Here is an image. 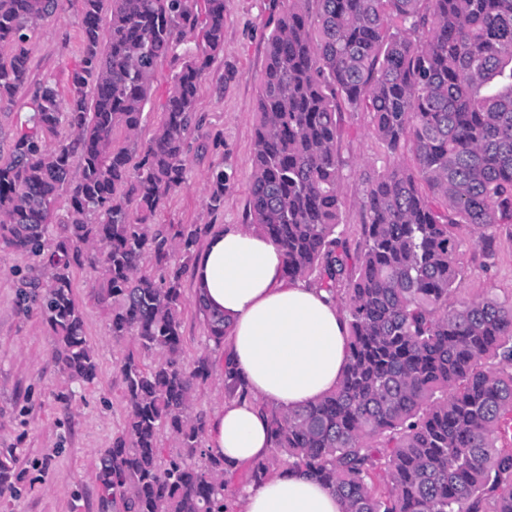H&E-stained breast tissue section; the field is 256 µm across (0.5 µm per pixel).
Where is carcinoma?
I'll use <instances>...</instances> for the list:
<instances>
[{
	"label": "carcinoma",
	"instance_id": "cac0c4a2",
	"mask_svg": "<svg viewBox=\"0 0 512 512\" xmlns=\"http://www.w3.org/2000/svg\"><path fill=\"white\" fill-rule=\"evenodd\" d=\"M69 2L0 0V112L29 84L36 21ZM287 3L266 43L248 216L281 247L287 277L342 297L348 360L333 392L265 409L273 455L248 481L286 463L331 487L344 512H512V448L496 445L512 430V298L448 303L463 235L490 257L492 230L512 224V0ZM199 26L206 48L184 54L136 162V143L115 147V130L138 134L158 62ZM79 29L69 100L37 84L26 127L0 158V247L47 268L20 300L54 336L62 371L84 384L98 362L71 271L86 263L98 274L127 404L124 430L100 453L101 507L228 512L224 462L193 411L211 356L186 362L182 334L199 229L152 223L199 137L198 84L223 47L224 0H80ZM343 108L371 113L384 152L407 150L416 164L367 178L353 257L340 229ZM225 180L213 176L211 211L224 206ZM63 193L67 220L50 240ZM197 307L213 351L224 349V315ZM164 433L176 442L168 456ZM15 459L0 460V496L13 490Z\"/></svg>",
	"mask_w": 512,
	"mask_h": 512
}]
</instances>
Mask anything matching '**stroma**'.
Wrapping results in <instances>:
<instances>
[{
  "label": "stroma",
  "mask_w": 512,
  "mask_h": 512,
  "mask_svg": "<svg viewBox=\"0 0 512 512\" xmlns=\"http://www.w3.org/2000/svg\"><path fill=\"white\" fill-rule=\"evenodd\" d=\"M78 5L39 23L28 43L32 81H56L66 88L80 59ZM273 0H225L224 45L212 57L200 83L197 112L207 148L188 154L187 178L170 194L158 220L194 224L200 241L212 226L246 225L252 174V142L258 121L257 99L266 64V40L277 24ZM181 64L170 56L159 61L136 141L146 145L164 118L172 78ZM339 154L344 163L339 194L341 228L351 247L361 241L360 201L366 177L392 164L372 133L366 112L342 111ZM224 169V206L212 212L206 200L212 173ZM460 298L512 294V227L495 234L494 253L464 239L458 254ZM42 264L27 253L0 247V452L16 449L19 479L11 494L0 497V512H100L95 481L99 453L111 447L126 414L119 350L112 346L109 319L95 299L97 275L86 265L74 267L73 292L80 303L85 330L99 362L94 384L68 381L53 358L54 340L39 315L18 307L22 280L43 277ZM182 331L188 358L208 350V326L199 312L192 281L183 286ZM73 392L70 404L59 394Z\"/></svg>",
  "instance_id": "stroma-1"
}]
</instances>
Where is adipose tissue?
I'll return each mask as SVG.
<instances>
[{
	"label": "adipose tissue",
	"instance_id": "adipose-tissue-1",
	"mask_svg": "<svg viewBox=\"0 0 512 512\" xmlns=\"http://www.w3.org/2000/svg\"><path fill=\"white\" fill-rule=\"evenodd\" d=\"M193 281L196 296L231 323L224 353L246 388L208 420L207 445L232 471L271 455L265 407L289 410L335 390L346 320L325 290L285 275L271 238L239 225L210 234ZM239 504L242 512H342L328 487L286 466L242 488Z\"/></svg>",
	"mask_w": 512,
	"mask_h": 512
}]
</instances>
